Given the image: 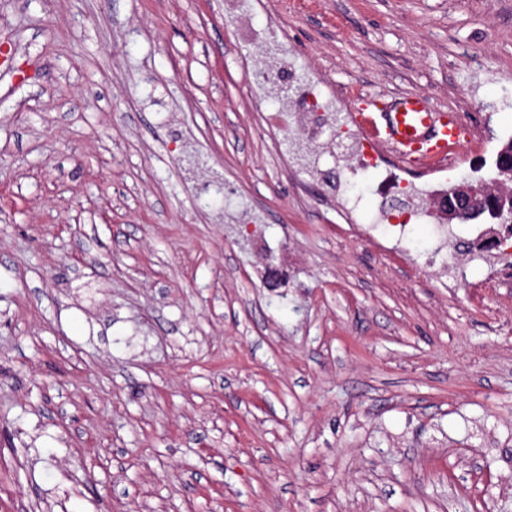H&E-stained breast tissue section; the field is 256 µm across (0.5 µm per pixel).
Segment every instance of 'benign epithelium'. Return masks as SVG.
Segmentation results:
<instances>
[{
  "label": "benign epithelium",
  "instance_id": "7a95c632",
  "mask_svg": "<svg viewBox=\"0 0 512 512\" xmlns=\"http://www.w3.org/2000/svg\"><path fill=\"white\" fill-rule=\"evenodd\" d=\"M494 177L463 179L451 186L439 204L437 216L444 224L473 222L493 226L512 216V145H503L495 159Z\"/></svg>",
  "mask_w": 512,
  "mask_h": 512
}]
</instances>
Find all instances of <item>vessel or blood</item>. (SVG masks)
<instances>
[{
  "label": "vessel or blood",
  "mask_w": 512,
  "mask_h": 512,
  "mask_svg": "<svg viewBox=\"0 0 512 512\" xmlns=\"http://www.w3.org/2000/svg\"><path fill=\"white\" fill-rule=\"evenodd\" d=\"M382 119L378 134L393 144L401 158L417 165L451 158L461 135L455 116L438 114L418 97H399Z\"/></svg>",
  "instance_id": "1"
}]
</instances>
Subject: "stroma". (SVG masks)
<instances>
[{
  "label": "stroma",
  "instance_id": "stroma-1",
  "mask_svg": "<svg viewBox=\"0 0 512 512\" xmlns=\"http://www.w3.org/2000/svg\"><path fill=\"white\" fill-rule=\"evenodd\" d=\"M243 24L342 125L458 113L456 178L512 138V0H0V512H512V252L359 235ZM242 39L246 42L258 41L264 43V46L274 47L277 50V62L273 68L252 66L245 57L244 73L257 93H265L269 88L289 80L292 53L288 50L283 33L274 27H268L258 33H245Z\"/></svg>",
  "mask_w": 512,
  "mask_h": 512
}]
</instances>
